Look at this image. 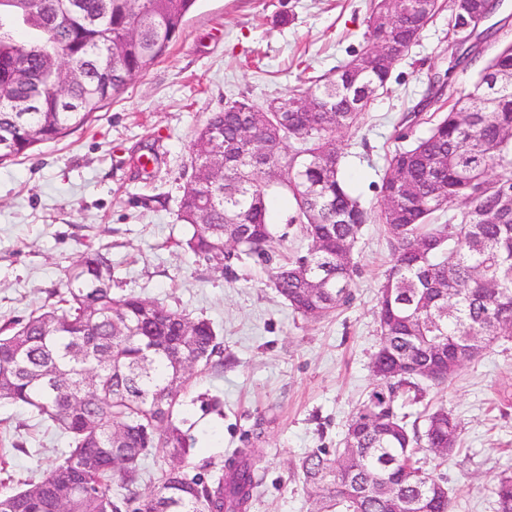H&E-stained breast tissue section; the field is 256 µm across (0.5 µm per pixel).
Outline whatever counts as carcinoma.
I'll list each match as a JSON object with an SVG mask.
<instances>
[{
  "instance_id": "obj_1",
  "label": "carcinoma",
  "mask_w": 512,
  "mask_h": 512,
  "mask_svg": "<svg viewBox=\"0 0 512 512\" xmlns=\"http://www.w3.org/2000/svg\"><path fill=\"white\" fill-rule=\"evenodd\" d=\"M0 15V161L56 141L86 124L105 102L159 59L179 34L196 0H54L69 16L58 28L42 0H9ZM487 0H435L428 19L448 10V34L466 39L471 14ZM397 23L385 0H374L367 34ZM369 60L363 52L314 80L318 111L288 113L277 145L246 164L234 152L224 171L183 186L180 221L190 226L180 245L217 269L265 257L274 241L269 195L293 199L287 223L306 249L269 271V281L302 317L320 320L347 304L354 263L343 264L371 211L352 195L342 174L334 131L358 124V103L344 76ZM28 70L14 80L15 65ZM75 89L56 94L64 66ZM503 81L490 99L481 81L460 89L436 81L430 104L441 103L428 133L387 157L379 221L390 235L391 265L377 307L381 341L372 359L375 383L349 419L343 447L318 448L300 469L317 512H451L441 476L458 445V422L441 406L425 429L398 412L423 398L418 374L391 375L396 362L423 364L464 338L491 335L489 316L512 319V41L500 44L482 70ZM266 106L243 97L212 113L191 145L207 135L222 143L241 120ZM456 206L443 224L434 214ZM237 245L224 249V239ZM108 252L87 249L66 270L57 304L16 327L0 330V403L31 409L69 438L53 470L23 489L0 492V512H248L259 487L252 450L225 460L218 474L191 470L193 439L174 417L192 374L221 362L213 324L133 293L112 294ZM190 335L180 340L181 327ZM169 458L160 484L138 491L141 462ZM496 512H512V475L492 480ZM399 502L394 508L393 501Z\"/></svg>"
}]
</instances>
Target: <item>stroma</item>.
Wrapping results in <instances>:
<instances>
[{"mask_svg": "<svg viewBox=\"0 0 512 512\" xmlns=\"http://www.w3.org/2000/svg\"><path fill=\"white\" fill-rule=\"evenodd\" d=\"M371 0H198L165 54L134 76L82 127L0 163V324L25 322L54 304L65 270L87 245L106 248L114 293H134L209 319L224 363L194 377L177 411L195 439L192 463L213 473L239 448L259 459L250 512H313L296 465L316 448L340 447L347 421L374 382L375 319L390 267L388 233L363 225L353 249L352 299L310 321L271 286L258 261L231 273L177 248V216L190 145L210 113L248 97L259 105L312 91L315 77L370 49ZM512 39V0L473 34L482 54ZM448 16L438 15L397 65L351 130L337 136L351 192L379 211L386 158L428 126L407 114L451 61ZM154 197L144 206L146 197ZM288 195L270 201L273 264L306 250L287 224ZM219 400L220 410L201 397ZM425 404L459 423L460 448L441 470L453 512H495L492 479L512 473V339L462 368L447 388L426 387ZM6 470L16 488L42 479L68 446L28 409L0 404Z\"/></svg>", "mask_w": 512, "mask_h": 512, "instance_id": "35a3bbf8", "label": "stroma"}]
</instances>
